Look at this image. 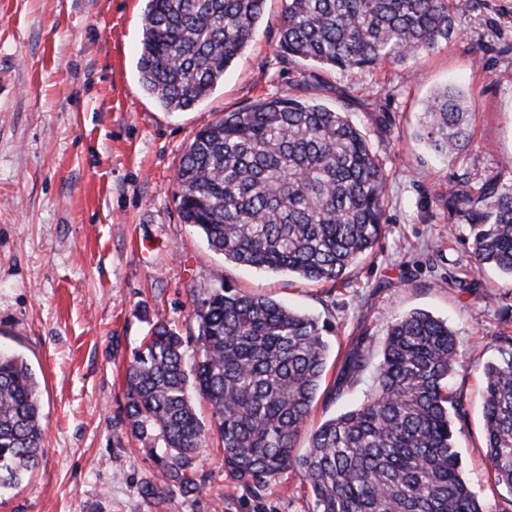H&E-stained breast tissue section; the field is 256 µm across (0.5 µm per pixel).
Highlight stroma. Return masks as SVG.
<instances>
[{
  "label": "stroma",
  "mask_w": 512,
  "mask_h": 512,
  "mask_svg": "<svg viewBox=\"0 0 512 512\" xmlns=\"http://www.w3.org/2000/svg\"><path fill=\"white\" fill-rule=\"evenodd\" d=\"M146 0H0V347L19 353L40 384L46 451L0 512H314L309 485L284 471L261 486L224 466L211 409L198 482H165L125 425L124 372L162 321L187 336L192 300L222 275L242 291L330 321L327 375L310 427L359 404L397 314L429 312L459 331L451 382L467 410L463 476L486 512L507 491L485 456L482 375L512 335V279L492 269L453 277L471 262L467 224L448 216V190L500 172L512 184V0H481L458 14L460 36L408 63L355 74L281 58L282 0H267L252 43L209 97L168 112L136 69ZM464 82L473 138L454 160L420 137L436 89ZM300 97L347 113L387 174L385 225L373 252L335 288L226 261L178 212L176 172L194 135L266 95ZM361 340L365 369L336 376ZM339 394H331L333 384ZM164 484L144 497L145 482Z\"/></svg>",
  "instance_id": "stroma-1"
}]
</instances>
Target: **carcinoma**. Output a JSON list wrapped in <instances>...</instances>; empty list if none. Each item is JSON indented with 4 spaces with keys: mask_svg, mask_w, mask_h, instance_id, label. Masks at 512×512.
<instances>
[{
    "mask_svg": "<svg viewBox=\"0 0 512 512\" xmlns=\"http://www.w3.org/2000/svg\"><path fill=\"white\" fill-rule=\"evenodd\" d=\"M266 0H147L139 71L169 111H186L224 80L249 46ZM478 0H285L278 47L339 71L372 73L460 36L457 13ZM420 126L436 153L470 145L468 96L434 91ZM178 209L224 259L347 288L348 270L379 244L387 176L344 112L262 97L198 131L176 174ZM448 212L472 230L474 269L512 278V184L490 175L448 190ZM197 357L164 322L127 363L126 418L164 478L194 482L205 442L191 393L205 396L224 465L256 482L291 470L315 512H485L462 474L458 435L467 411L450 389L458 331L425 311L388 326L373 385L356 408L324 421L303 452L294 443L327 367L330 328L269 298L218 285L193 297ZM482 365L484 440L497 484L512 494V336ZM361 345L336 380L364 370ZM45 452L39 383L18 354L0 351V489L18 484Z\"/></svg>",
    "mask_w": 512,
    "mask_h": 512,
    "instance_id": "cac0c4a2",
    "label": "carcinoma"
}]
</instances>
